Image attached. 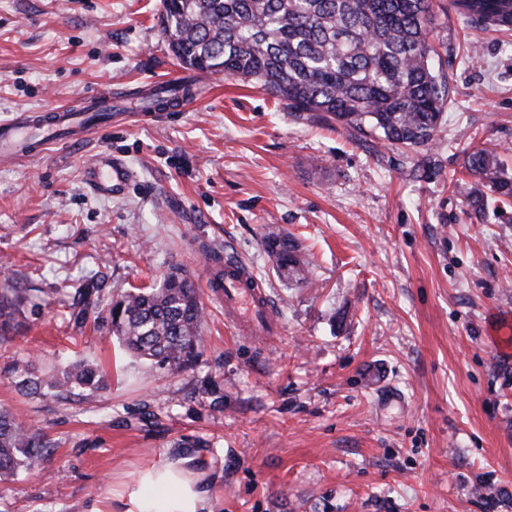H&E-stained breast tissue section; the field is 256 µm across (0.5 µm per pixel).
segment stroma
<instances>
[{
  "instance_id": "35a3bbf8",
  "label": "stroma",
  "mask_w": 512,
  "mask_h": 512,
  "mask_svg": "<svg viewBox=\"0 0 512 512\" xmlns=\"http://www.w3.org/2000/svg\"><path fill=\"white\" fill-rule=\"evenodd\" d=\"M162 0H0V121L127 104L189 78L161 32ZM451 104L413 152L300 120L258 84L208 75L184 112L133 110L37 157H0V275L47 303L0 344V406L52 448L0 477V512H126L139 476L187 458L220 512H512V205L468 207L466 151L512 175V32L449 13ZM480 54L468 56L470 42ZM111 151L133 173L105 197L84 173ZM293 236L311 283L280 279L266 227ZM230 254L267 288L280 333L258 349L204 300V347L151 373L112 335L70 319L173 268L203 286ZM83 360L102 389L15 386Z\"/></svg>"
}]
</instances>
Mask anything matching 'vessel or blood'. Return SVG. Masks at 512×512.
Listing matches in <instances>:
<instances>
[{"label": "vessel or blood", "mask_w": 512, "mask_h": 512, "mask_svg": "<svg viewBox=\"0 0 512 512\" xmlns=\"http://www.w3.org/2000/svg\"><path fill=\"white\" fill-rule=\"evenodd\" d=\"M86 129L84 114L78 110L26 112L12 122L0 123V147L20 145L40 152L51 143L77 140ZM86 178L96 191L108 195L124 188L131 173L105 152L87 169ZM206 283L210 296L224 309L225 323L238 334L252 337L260 345L278 336L271 297L243 262L229 255L212 260L206 269Z\"/></svg>", "instance_id": "obj_1"}]
</instances>
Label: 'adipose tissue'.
<instances>
[{
	"instance_id": "adipose-tissue-1",
	"label": "adipose tissue",
	"mask_w": 512,
	"mask_h": 512,
	"mask_svg": "<svg viewBox=\"0 0 512 512\" xmlns=\"http://www.w3.org/2000/svg\"><path fill=\"white\" fill-rule=\"evenodd\" d=\"M130 512H216L196 472L183 462L146 472L130 496Z\"/></svg>"
}]
</instances>
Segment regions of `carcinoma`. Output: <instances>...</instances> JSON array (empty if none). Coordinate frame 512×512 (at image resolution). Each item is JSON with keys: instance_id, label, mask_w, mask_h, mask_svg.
Returning <instances> with one entry per match:
<instances>
[{"instance_id": "carcinoma-1", "label": "carcinoma", "mask_w": 512, "mask_h": 512, "mask_svg": "<svg viewBox=\"0 0 512 512\" xmlns=\"http://www.w3.org/2000/svg\"><path fill=\"white\" fill-rule=\"evenodd\" d=\"M162 6L161 31L181 67L254 81L288 102L299 119L334 124L358 140L376 134L397 149L432 143L446 121L448 77L432 65V0H162ZM453 7L479 27L512 31V0H453ZM180 90L160 85L149 99L159 105ZM465 169L488 191L512 199V178L493 153H465ZM263 242L279 277L310 284L309 262L294 239L270 229ZM76 294L74 324L95 315L99 328L159 372L185 370L201 353L204 309L185 270L113 303L98 288ZM19 305L15 289L0 288V343L19 333ZM100 383L81 362L46 379L24 369L18 381L30 394ZM48 448L39 432L0 408L1 475L33 465Z\"/></svg>"}]
</instances>
